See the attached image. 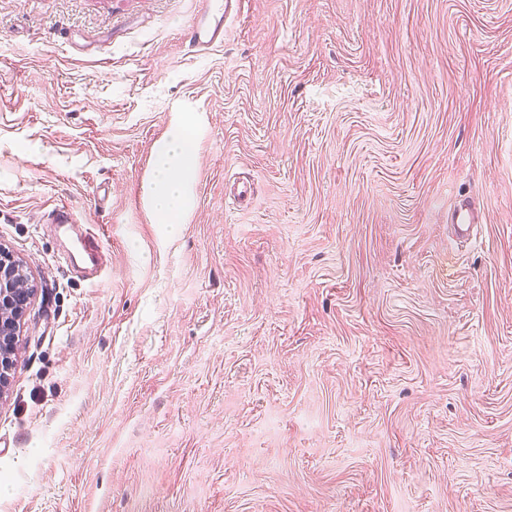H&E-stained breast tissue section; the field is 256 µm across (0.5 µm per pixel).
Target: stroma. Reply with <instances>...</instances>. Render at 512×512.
Segmentation results:
<instances>
[{"label": "stroma", "instance_id": "stroma-1", "mask_svg": "<svg viewBox=\"0 0 512 512\" xmlns=\"http://www.w3.org/2000/svg\"><path fill=\"white\" fill-rule=\"evenodd\" d=\"M198 7L0 0V245L38 287L0 512H512V0H247L203 52ZM184 122L173 230L141 185ZM477 215L472 204L467 200L460 201L453 212L452 224L458 237H468ZM51 220L59 231L69 237V245L62 247L58 258L71 266H75V263L81 266L79 268L85 270L87 276H92L89 280L96 277L98 272L101 274L105 270L107 254L98 227L78 224L73 208L66 204L57 206ZM76 254L81 258V265L76 262Z\"/></svg>", "mask_w": 512, "mask_h": 512}]
</instances>
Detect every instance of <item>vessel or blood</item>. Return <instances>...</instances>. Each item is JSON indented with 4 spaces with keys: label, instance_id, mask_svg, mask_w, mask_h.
I'll return each instance as SVG.
<instances>
[{
    "label": "vessel or blood",
    "instance_id": "b4317fda",
    "mask_svg": "<svg viewBox=\"0 0 512 512\" xmlns=\"http://www.w3.org/2000/svg\"><path fill=\"white\" fill-rule=\"evenodd\" d=\"M200 7L184 30L191 47L206 49L224 40V25L240 16L245 0H199ZM56 228L66 235L69 243L60 252L61 260L80 264L87 275L104 271L107 254L97 226L79 223L73 208L58 205L51 217ZM452 222L457 236H469L476 222L475 209L469 201H460L453 212Z\"/></svg>",
    "mask_w": 512,
    "mask_h": 512
}]
</instances>
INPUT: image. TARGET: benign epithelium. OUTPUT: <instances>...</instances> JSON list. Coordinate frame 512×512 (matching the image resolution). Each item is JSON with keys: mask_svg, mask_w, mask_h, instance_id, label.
<instances>
[{"mask_svg": "<svg viewBox=\"0 0 512 512\" xmlns=\"http://www.w3.org/2000/svg\"><path fill=\"white\" fill-rule=\"evenodd\" d=\"M36 294L29 262L0 245V398L11 384L23 319Z\"/></svg>", "mask_w": 512, "mask_h": 512, "instance_id": "7a95c632", "label": "benign epithelium"}]
</instances>
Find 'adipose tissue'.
Segmentation results:
<instances>
[{
	"label": "adipose tissue",
	"mask_w": 512,
	"mask_h": 512,
	"mask_svg": "<svg viewBox=\"0 0 512 512\" xmlns=\"http://www.w3.org/2000/svg\"><path fill=\"white\" fill-rule=\"evenodd\" d=\"M184 128L171 131L154 151L152 174L143 191L160 223H181L186 213L196 152L184 136Z\"/></svg>",
	"instance_id": "adipose-tissue-1"
}]
</instances>
